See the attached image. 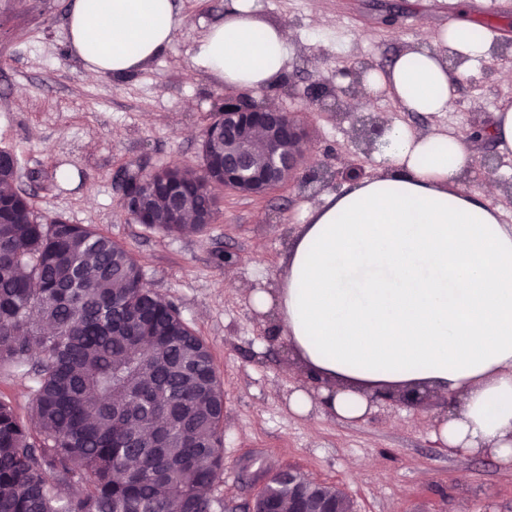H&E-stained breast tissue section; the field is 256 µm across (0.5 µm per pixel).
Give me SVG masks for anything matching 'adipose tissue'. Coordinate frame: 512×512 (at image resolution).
<instances>
[{
  "mask_svg": "<svg viewBox=\"0 0 512 512\" xmlns=\"http://www.w3.org/2000/svg\"><path fill=\"white\" fill-rule=\"evenodd\" d=\"M67 24L87 75L121 78L164 52L180 15L175 0H73ZM292 39L288 25L256 15L254 0H228L192 64L230 88H268L287 70ZM493 44L488 29L460 21L365 82L390 89L405 111L450 112L449 53L472 68ZM376 157L377 176L323 195L310 211L277 286L249 293L320 383L294 390L289 406L355 420L379 389L426 386L456 398L435 440L512 464V224L467 187L462 136L393 124Z\"/></svg>",
  "mask_w": 512,
  "mask_h": 512,
  "instance_id": "ef3b65f1",
  "label": "adipose tissue"
}]
</instances>
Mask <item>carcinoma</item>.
I'll list each match as a JSON object with an SVG mask.
<instances>
[{"label": "carcinoma", "mask_w": 512, "mask_h": 512, "mask_svg": "<svg viewBox=\"0 0 512 512\" xmlns=\"http://www.w3.org/2000/svg\"><path fill=\"white\" fill-rule=\"evenodd\" d=\"M204 132L203 164L154 172L151 226L180 224L163 190L188 188L185 214L213 221L224 182ZM0 149V366L38 378L31 429L0 400V512H212L223 465L224 391L206 343L148 288L124 246L84 224L38 219ZM152 433L143 448L132 433Z\"/></svg>", "instance_id": "cac0c4a2"}]
</instances>
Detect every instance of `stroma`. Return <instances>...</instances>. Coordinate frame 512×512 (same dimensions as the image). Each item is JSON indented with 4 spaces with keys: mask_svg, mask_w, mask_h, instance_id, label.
<instances>
[{
    "mask_svg": "<svg viewBox=\"0 0 512 512\" xmlns=\"http://www.w3.org/2000/svg\"><path fill=\"white\" fill-rule=\"evenodd\" d=\"M225 0H177L181 25L171 46L137 73L88 78L67 45L70 0H0V148L20 159L18 187L36 214L90 224L138 260L149 288L171 301L209 346L224 390V465L210 490L212 512H243L266 472L294 467L340 489L354 512H512V467L490 456L448 454L433 439L441 400L420 407L372 408L355 422L288 408L298 386L285 370L287 343L236 290L277 283L290 238L321 201L286 184L263 196L220 191L211 224L168 234L136 223L115 188L125 171L171 163L198 167L203 132L223 81L197 70L192 50L224 16ZM264 20L295 29L276 94L299 114L311 161L378 171L375 155L356 150L351 120L337 121L342 71L366 62L389 67L403 49L432 43L450 25L445 0H257ZM467 18L512 42V0H465ZM512 61L487 57L481 77L457 72L454 111H405L381 91L368 95L367 115L426 134H465L470 123H494L512 107ZM36 378L0 368V399L34 423Z\"/></svg>",
    "mask_w": 512,
    "mask_h": 512,
    "instance_id": "35a3bbf8",
    "label": "stroma"
}]
</instances>
